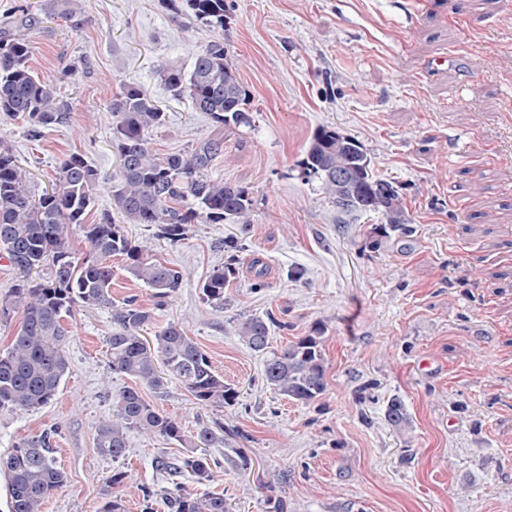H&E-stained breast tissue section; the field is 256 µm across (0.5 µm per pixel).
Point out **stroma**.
<instances>
[{"label":"stroma","mask_w":512,"mask_h":512,"mask_svg":"<svg viewBox=\"0 0 512 512\" xmlns=\"http://www.w3.org/2000/svg\"><path fill=\"white\" fill-rule=\"evenodd\" d=\"M76 2L77 30L51 14L52 0H0V18H38L30 65L67 107L37 136L0 112V142L34 192L78 153L100 182L90 222L114 212L110 104L135 85L165 115L147 135L156 153L188 157L219 143L208 176L253 199L250 223L191 224L175 242L153 225H124L149 258L183 273L163 306L112 260L113 302L134 297L153 311L142 337L180 325L237 391L215 409L173 378L163 393L143 389L186 431H223V446L206 451L214 481L182 476L186 491L223 494L230 512H512V0H225L220 28L159 0ZM216 39L249 91L252 127L215 123L162 80L167 65L191 70L193 50ZM323 126L357 139L374 175L394 183L411 237L371 247L381 216L342 220L320 182L300 177ZM230 239L238 275L217 308L200 285L233 255ZM294 266L302 280L289 279ZM267 315L278 322L274 350L321 326L318 401H290L263 381V358L239 327ZM112 328L111 308L75 307L55 398L0 411V459L45 431L67 473L42 512H101L111 493L142 512L144 489L168 484L159 460L189 452L133 430L125 457L99 454L95 429L131 383L108 365ZM394 396L410 417L403 431L385 417ZM116 469L128 478L111 490Z\"/></svg>","instance_id":"1"}]
</instances>
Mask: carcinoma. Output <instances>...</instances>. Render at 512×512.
<instances>
[{
  "label": "carcinoma",
  "instance_id": "obj_1",
  "mask_svg": "<svg viewBox=\"0 0 512 512\" xmlns=\"http://www.w3.org/2000/svg\"><path fill=\"white\" fill-rule=\"evenodd\" d=\"M186 11L207 24L224 27V0H182ZM60 15L79 29L82 24L74 0H56ZM34 23L16 30H0V112L23 116L34 135L61 118L64 105L57 86L41 79L30 67V40ZM167 88L187 96L194 108L222 125H251L245 109L248 91L228 57L224 42L214 40L193 52L190 73L177 66L163 69ZM115 117L112 145L120 164L112 179L115 209L127 224H152L157 236L170 241L184 238L187 225L202 219L209 224H248L253 200L249 192L222 181H212L206 171L220 152L207 142L194 155L160 156L146 138L160 126L164 112L147 100L144 92L127 86L112 100ZM300 169L314 172L323 189L347 215L383 216L373 228L371 247L382 239L410 233V219L393 183L372 174L371 158L355 138L331 127L320 128L311 138ZM349 174L350 182H336V173ZM99 179L85 158L72 153L55 172V188L35 195L12 149L0 142V250L17 270L19 279L0 304V320L20 310L23 321L10 347L0 352V410L26 413L42 408L56 396L69 371L66 355V318L76 306L112 307L115 328L108 338L112 371L160 392L164 375L178 379L204 406L222 407L235 401L237 392L224 384L207 354L177 325H168L145 342L140 331L152 319L149 309L133 297L119 305L112 302V258L119 256L126 269L155 290L156 305L177 288L183 274L159 261L145 258L146 249L131 242L107 212L95 224L86 223L94 206ZM79 227L89 243L81 260L72 256L68 239ZM238 256L212 269L201 284L203 299L224 305V288L237 274ZM276 321L253 317L241 324L240 336L253 351L265 356L262 377L267 386L290 400L310 404L326 391L325 359L320 334L312 333L290 342L280 351L269 350V335ZM116 418L96 427V448L103 456L126 455L127 432L137 430L159 435L180 444L209 448L222 438L208 427L194 438L184 434L176 420L154 409L136 386L124 387L115 397ZM397 429L409 424L404 402L394 397L385 412ZM171 477L160 504L164 512H228L224 495L202 498L186 492L176 478L188 473L199 482L214 478L204 453L191 452L178 463H161ZM0 468L8 474L10 512H41L43 501L67 483V474L54 455L46 432L21 438Z\"/></svg>",
  "mask_w": 512,
  "mask_h": 512
}]
</instances>
